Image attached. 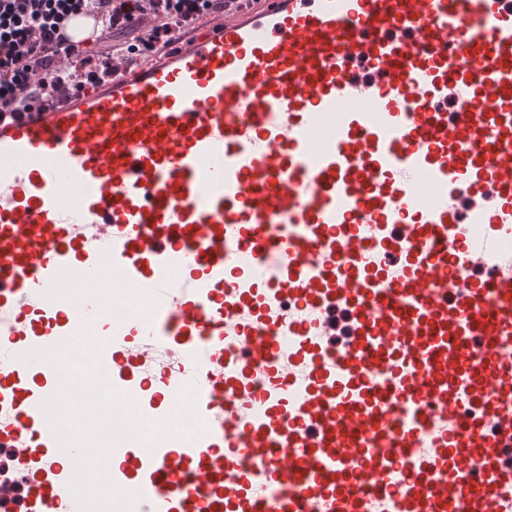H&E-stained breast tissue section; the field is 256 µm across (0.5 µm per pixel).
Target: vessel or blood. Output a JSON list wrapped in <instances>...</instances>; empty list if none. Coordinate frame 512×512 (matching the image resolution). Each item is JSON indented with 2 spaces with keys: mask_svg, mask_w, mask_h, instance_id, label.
Here are the masks:
<instances>
[{
  "mask_svg": "<svg viewBox=\"0 0 512 512\" xmlns=\"http://www.w3.org/2000/svg\"><path fill=\"white\" fill-rule=\"evenodd\" d=\"M132 415L112 512H512V0H247L0 120L17 512ZM102 269L104 272L100 282L96 283L95 290L100 295V305L112 324H119L126 312L141 302L143 288H124L121 299L112 301V271L106 265Z\"/></svg>",
  "mask_w": 512,
  "mask_h": 512,
  "instance_id": "b4317fda",
  "label": "vessel or blood"
}]
</instances>
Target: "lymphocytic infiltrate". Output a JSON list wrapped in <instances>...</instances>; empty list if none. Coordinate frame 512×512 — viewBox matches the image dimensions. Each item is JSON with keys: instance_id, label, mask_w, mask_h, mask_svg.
<instances>
[{"instance_id": "f902f5d3", "label": "lymphocytic infiltrate", "mask_w": 512, "mask_h": 512, "mask_svg": "<svg viewBox=\"0 0 512 512\" xmlns=\"http://www.w3.org/2000/svg\"><path fill=\"white\" fill-rule=\"evenodd\" d=\"M234 0H0V109L28 101L46 102L54 95L79 91L95 71L79 75L68 67L81 58L80 47L60 36L69 18L90 12L99 33L97 44L109 57L124 51L149 54L168 46L175 34ZM128 43L115 44L114 32Z\"/></svg>"}]
</instances>
